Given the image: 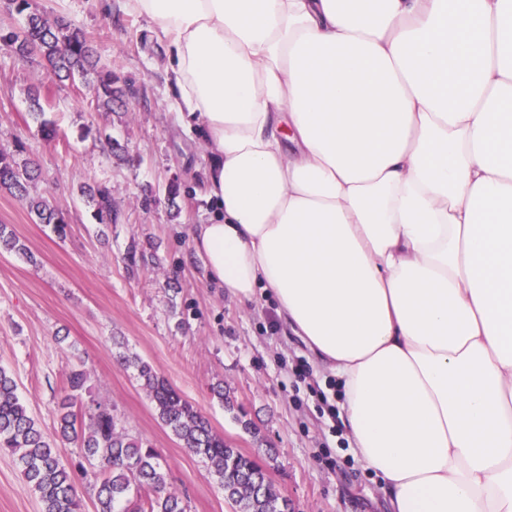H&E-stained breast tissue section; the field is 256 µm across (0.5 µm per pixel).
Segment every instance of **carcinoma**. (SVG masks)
<instances>
[{
  "label": "carcinoma",
  "instance_id": "obj_1",
  "mask_svg": "<svg viewBox=\"0 0 512 512\" xmlns=\"http://www.w3.org/2000/svg\"><path fill=\"white\" fill-rule=\"evenodd\" d=\"M11 2V9L25 15V20L17 28H0V51L21 61L38 57L50 76L92 85L95 109L112 112V105L129 88L118 85L112 71L94 59L85 33L63 16L46 18L32 7L31 0ZM35 178L33 162L0 149V190L25 201L37 223L50 226L59 238L66 237L68 212L29 195V183ZM79 192L97 223H116L110 189L83 185ZM2 251L27 253L5 224L0 225ZM114 345L121 363L134 371L161 423L181 447L201 459L232 512H273L271 503L278 500V512H290L288 499L268 479L270 464L262 465L227 443L152 365L129 351L124 341L116 338ZM87 381L83 364L69 367L65 394L56 409L58 428L51 438L19 398L13 374L0 366V451L12 456L37 496L41 512H83L76 487L78 474L96 489V512H187V501L171 489L168 464L152 444L130 431L116 407L95 399L83 401ZM61 443L81 448V459L64 462Z\"/></svg>",
  "mask_w": 512,
  "mask_h": 512
}]
</instances>
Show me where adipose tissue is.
Listing matches in <instances>:
<instances>
[{"label":"adipose tissue","instance_id":"ef3b65f1","mask_svg":"<svg viewBox=\"0 0 512 512\" xmlns=\"http://www.w3.org/2000/svg\"><path fill=\"white\" fill-rule=\"evenodd\" d=\"M168 49L209 279L272 298L392 512H512V0H125Z\"/></svg>","mask_w":512,"mask_h":512}]
</instances>
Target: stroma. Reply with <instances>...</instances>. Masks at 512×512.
<instances>
[{
    "mask_svg": "<svg viewBox=\"0 0 512 512\" xmlns=\"http://www.w3.org/2000/svg\"><path fill=\"white\" fill-rule=\"evenodd\" d=\"M47 18L64 16L92 41L102 65L130 89L112 115L95 110L92 87L52 80L38 61L0 53V148L23 145L39 168L33 192L66 209V238L35 223L24 201L0 191V224L30 257L0 255V365L46 435L65 374L81 359L93 396L115 405L129 428L161 453L189 512H228L224 494L200 459L165 428L132 371L115 358L114 339L149 362L223 435L268 471L294 512H389L375 474L348 446L336 381L326 378L293 334L283 332L274 301L244 305L208 281L191 229L206 223L204 148L177 120L163 66L165 48L145 18L123 0H35ZM44 109L35 118L32 93ZM55 129L45 138L41 121ZM110 136L123 148L107 155ZM178 192L169 195V183ZM108 187L116 224L95 223L80 185ZM154 245L157 260L130 268L131 243ZM227 389L256 425L248 433L214 396ZM0 512H41L10 455L0 454Z\"/></svg>",
    "mask_w": 512,
    "mask_h": 512,
    "instance_id": "obj_1",
    "label": "stroma"
}]
</instances>
